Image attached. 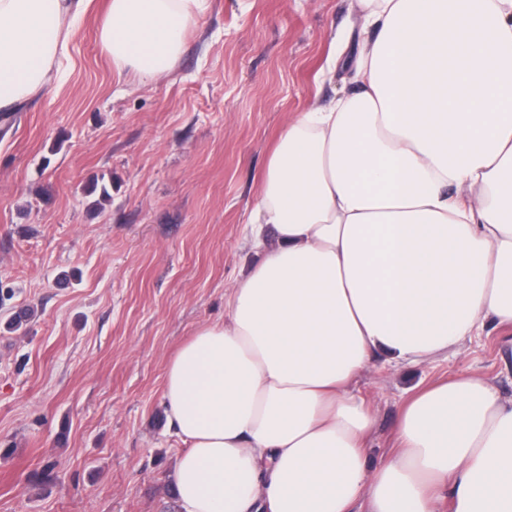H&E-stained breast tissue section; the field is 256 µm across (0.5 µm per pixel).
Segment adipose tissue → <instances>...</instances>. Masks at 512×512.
<instances>
[{
    "instance_id": "1",
    "label": "adipose tissue",
    "mask_w": 512,
    "mask_h": 512,
    "mask_svg": "<svg viewBox=\"0 0 512 512\" xmlns=\"http://www.w3.org/2000/svg\"><path fill=\"white\" fill-rule=\"evenodd\" d=\"M91 0H0V112L57 81ZM354 85L290 120L224 321L169 359L176 512H512V399L417 392L371 460L377 363L512 328V0H357ZM209 0H108L103 50L157 80Z\"/></svg>"
}]
</instances>
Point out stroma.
I'll use <instances>...</instances> for the list:
<instances>
[{"label": "stroma", "mask_w": 512, "mask_h": 512, "mask_svg": "<svg viewBox=\"0 0 512 512\" xmlns=\"http://www.w3.org/2000/svg\"><path fill=\"white\" fill-rule=\"evenodd\" d=\"M104 8L64 80L0 122V512H175L167 362L223 321L278 135L349 91L361 48L356 0H211L149 82L103 51ZM467 373L511 397L512 330L360 377L372 457L418 388Z\"/></svg>", "instance_id": "35a3bbf8"}]
</instances>
